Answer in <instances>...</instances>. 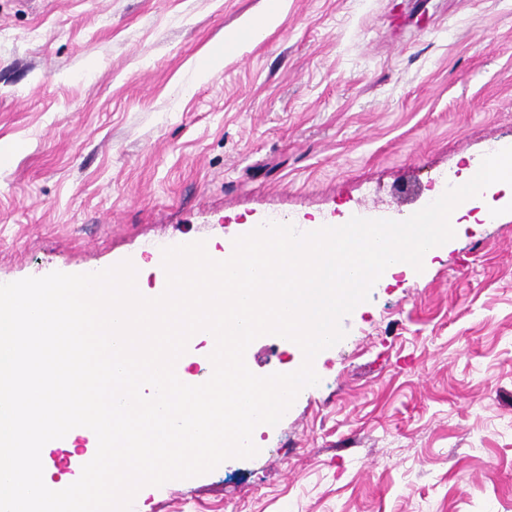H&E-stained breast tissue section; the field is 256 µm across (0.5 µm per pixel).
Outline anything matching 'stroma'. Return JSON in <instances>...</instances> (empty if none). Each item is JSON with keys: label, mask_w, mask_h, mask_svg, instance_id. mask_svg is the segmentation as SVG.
<instances>
[{"label": "stroma", "mask_w": 512, "mask_h": 512, "mask_svg": "<svg viewBox=\"0 0 512 512\" xmlns=\"http://www.w3.org/2000/svg\"><path fill=\"white\" fill-rule=\"evenodd\" d=\"M0 0V283L220 246L266 222L403 220L512 146V0ZM376 283L259 449L137 512H512V202ZM264 335L259 376L303 363ZM283 2L284 1H279L280 6L277 10H271L268 4L266 9H264L260 15L251 20L248 28H250L252 31H257L259 34H262L265 31H268L279 25L283 19ZM252 31L247 33L245 36L246 39H254ZM237 34H234V32L226 34L221 42L202 55L195 68L197 82L206 81L223 67L224 55L228 52L230 44L235 42Z\"/></svg>", "instance_id": "35a3bbf8"}]
</instances>
